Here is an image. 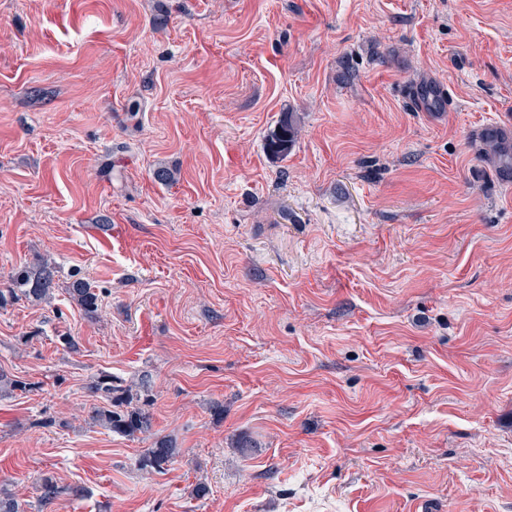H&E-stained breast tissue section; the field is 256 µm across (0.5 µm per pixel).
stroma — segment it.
Listing matches in <instances>:
<instances>
[{
  "mask_svg": "<svg viewBox=\"0 0 512 512\" xmlns=\"http://www.w3.org/2000/svg\"><path fill=\"white\" fill-rule=\"evenodd\" d=\"M490 126L512 0H0V289L54 269L0 305V369L34 384L0 392V485L23 512H512ZM101 373L149 432L93 420ZM161 438L177 461L142 469ZM45 472L85 497L39 508ZM278 124L277 129L268 138L267 148L277 158H285L298 135V126L293 112L283 113ZM54 270L48 262L36 263L24 271L20 279L22 295L32 301H43L50 297ZM68 294L73 301L87 312H95L99 308L100 295L95 288L84 281L76 280L72 283Z\"/></svg>",
  "mask_w": 512,
  "mask_h": 512,
  "instance_id": "stroma-1",
  "label": "stroma"
}]
</instances>
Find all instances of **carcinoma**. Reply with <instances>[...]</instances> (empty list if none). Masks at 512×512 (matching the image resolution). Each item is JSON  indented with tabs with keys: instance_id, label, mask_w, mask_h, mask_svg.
<instances>
[{
	"instance_id": "carcinoma-1",
	"label": "carcinoma",
	"mask_w": 512,
	"mask_h": 512,
	"mask_svg": "<svg viewBox=\"0 0 512 512\" xmlns=\"http://www.w3.org/2000/svg\"><path fill=\"white\" fill-rule=\"evenodd\" d=\"M298 126L293 113L285 112L277 129L269 136L267 148L278 158L288 155L296 141ZM475 142L479 156L494 169L497 177L503 181H512V135L498 127H486L477 134ZM54 270L46 262L36 263L24 271L20 279V292L32 301H43L50 297ZM73 301L87 312H95L99 308L100 295L97 290L84 280H76L68 289ZM0 383L5 384L11 392L26 393L32 389V383L20 377H9L0 370ZM89 392L101 395L108 406L95 410L93 419L110 431L134 439L139 434L149 431L150 416L142 409L132 407L134 396L122 390V395L114 398L112 393V375L100 373L88 386ZM178 448L166 441H159L154 447L146 450L140 460L144 469L161 472L178 457ZM39 505L44 507L63 495L79 498L84 493L80 485H63L57 478L45 473L39 479Z\"/></svg>"
}]
</instances>
